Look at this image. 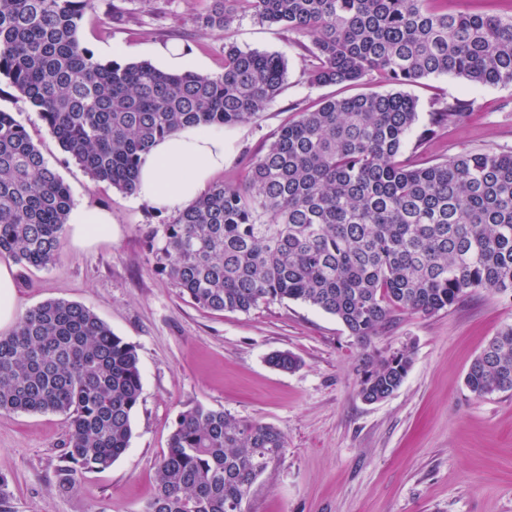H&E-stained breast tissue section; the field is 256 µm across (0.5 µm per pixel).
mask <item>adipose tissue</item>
<instances>
[{
    "label": "adipose tissue",
    "instance_id": "1",
    "mask_svg": "<svg viewBox=\"0 0 512 512\" xmlns=\"http://www.w3.org/2000/svg\"><path fill=\"white\" fill-rule=\"evenodd\" d=\"M224 158L223 130L184 128L153 146L139 170L134 194L162 210H183L223 169ZM114 222L108 209L78 203L72 206L67 225L73 245L82 248L111 238Z\"/></svg>",
    "mask_w": 512,
    "mask_h": 512
}]
</instances>
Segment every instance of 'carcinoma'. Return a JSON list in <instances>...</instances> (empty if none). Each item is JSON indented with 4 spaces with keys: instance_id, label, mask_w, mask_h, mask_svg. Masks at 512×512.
Instances as JSON below:
<instances>
[{
    "instance_id": "1",
    "label": "carcinoma",
    "mask_w": 512,
    "mask_h": 512,
    "mask_svg": "<svg viewBox=\"0 0 512 512\" xmlns=\"http://www.w3.org/2000/svg\"><path fill=\"white\" fill-rule=\"evenodd\" d=\"M95 2L0 0V75L97 181L131 193L157 139L250 122L281 92L284 59L232 42L215 76L103 63L78 39ZM241 12L307 39L317 85H357L373 72L397 86L432 75L512 84V17L450 12L447 0H215L196 22L227 31ZM465 108L438 107L431 125ZM417 117L403 91L329 98L300 113L251 160L241 184H216L172 223L147 227L155 271L208 311L291 300L336 317L363 349L361 398L387 399L411 352L369 347L397 313L433 315L477 289L512 296V153L413 167L398 157ZM71 205L25 128L0 111V257L50 265ZM268 363L299 366L288 351ZM465 385L478 396L512 392L511 324L472 362ZM141 392L136 346L81 303L44 301L0 334V412L69 421L56 472L64 490L126 452ZM286 447L272 425L190 406L176 418L141 512H242Z\"/></svg>"
}]
</instances>
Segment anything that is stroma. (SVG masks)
Instances as JSON below:
<instances>
[{
	"label": "stroma",
	"mask_w": 512,
	"mask_h": 512,
	"mask_svg": "<svg viewBox=\"0 0 512 512\" xmlns=\"http://www.w3.org/2000/svg\"><path fill=\"white\" fill-rule=\"evenodd\" d=\"M210 0H98L78 31L101 62H156L174 43L224 70V44L283 56L279 96L251 122L226 128L224 168L212 183L234 185L281 126L322 98L390 91L379 74L362 88L318 86L297 36L243 14L230 32L197 24ZM418 102L417 131L430 114L460 101L462 118L426 140L409 137L403 159L427 166L468 153L512 152V84L474 85L432 76L407 85ZM27 130L73 202L110 210L116 237L78 248L63 239L45 269L17 268L20 311L49 299L81 303L138 350L140 402L126 453L101 472L60 489L56 470L68 425L55 413H0V475L9 480L0 512H141L155 489L156 462L180 411L200 403L257 420L288 439L281 459L255 480L244 512H512V393L479 396L465 374L487 342L512 324V298L473 291L434 315L403 312L372 339L386 354L410 349L397 391L369 404L359 395L361 350L336 319L309 304L271 302L247 313H213L183 300L148 259L146 226L175 215L94 180L65 153L32 105L0 75V111ZM289 351L292 372L267 358Z\"/></svg>",
	"instance_id": "35a3bbf8"
}]
</instances>
